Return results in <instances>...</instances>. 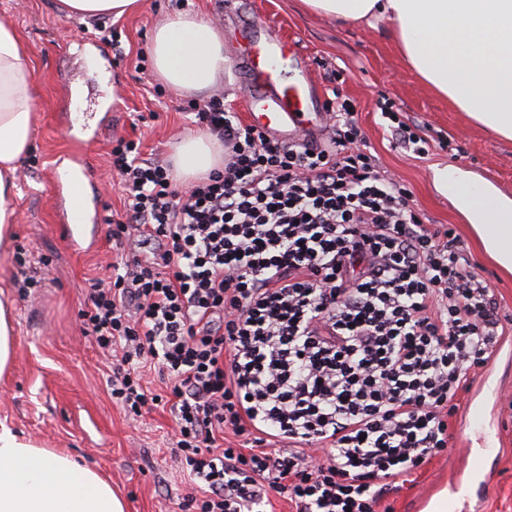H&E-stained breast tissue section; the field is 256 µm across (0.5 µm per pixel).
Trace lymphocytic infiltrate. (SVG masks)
Returning <instances> with one entry per match:
<instances>
[{"instance_id": "1", "label": "lymphocytic infiltrate", "mask_w": 512, "mask_h": 512, "mask_svg": "<svg viewBox=\"0 0 512 512\" xmlns=\"http://www.w3.org/2000/svg\"><path fill=\"white\" fill-rule=\"evenodd\" d=\"M324 106L329 143L309 148L242 124L223 91L190 103L224 168L186 186L138 142L111 151L126 197L106 222L131 257L79 318L125 410L158 402L139 372L156 361L199 512H265L272 490L296 512H376L446 452L498 334L488 286L377 170L353 106Z\"/></svg>"}]
</instances>
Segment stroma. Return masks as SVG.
Masks as SVG:
<instances>
[{
  "mask_svg": "<svg viewBox=\"0 0 512 512\" xmlns=\"http://www.w3.org/2000/svg\"><path fill=\"white\" fill-rule=\"evenodd\" d=\"M176 10L174 0H142L137 14L117 19L120 49L107 68L86 58L82 22L68 16L60 0H0V19L25 42L38 86L33 146L12 197L14 238L0 249V293L15 313L13 363L0 378V426L96 469L123 498L126 512H192L186 501L195 488L171 452L169 402L136 417L112 401L111 360L83 335L78 312L94 278L109 272L121 254L105 223L90 250L72 254L56 229L49 178L55 158L70 146L61 114L72 102L102 125L94 182L105 216L123 206L110 165L113 140H140L145 157L166 161L173 142L197 133L184 112L187 99L161 87L148 57L155 25ZM218 19L224 54L234 65L230 80L219 84L225 111L240 113L245 96L235 68L239 25L262 19L297 36L321 96L334 86L349 99L381 174L410 190L425 224L454 231L468 269L493 295L503 333L488 362L468 370L466 387L454 399L447 455L393 483L382 512H424L430 497L465 477L483 448L492 455L481 490L460 488L448 512H512V406L505 402L512 395V273L484 251L457 196L438 192L433 181L435 169L454 167L492 195L512 198V140L449 107L408 67L388 27L342 25L303 11L300 0H232ZM386 100L401 119L421 128L425 155L392 137L380 110ZM21 248L29 252L22 268L16 263ZM34 273L42 278L40 287L24 288L25 275Z\"/></svg>",
  "mask_w": 512,
  "mask_h": 512,
  "instance_id": "1",
  "label": "stroma"
}]
</instances>
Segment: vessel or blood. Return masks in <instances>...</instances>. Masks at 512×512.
I'll list each match as a JSON object with an SVG mask.
<instances>
[{
    "label": "vessel or blood",
    "mask_w": 512,
    "mask_h": 512,
    "mask_svg": "<svg viewBox=\"0 0 512 512\" xmlns=\"http://www.w3.org/2000/svg\"><path fill=\"white\" fill-rule=\"evenodd\" d=\"M246 43L240 65L247 79L244 107L249 123L283 144L302 139L317 141L325 115L316 109V81L298 39L267 24L262 37H247ZM85 130V125H72L70 132L77 141V151L53 167L51 180V197L62 205L66 219L63 237L76 254L86 251L89 237L96 233L95 225L87 221L90 200L84 181L93 174L98 138L86 135Z\"/></svg>",
    "instance_id": "obj_1"
}]
</instances>
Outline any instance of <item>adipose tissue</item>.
<instances>
[{
  "label": "adipose tissue",
  "instance_id": "ef3b65f1",
  "mask_svg": "<svg viewBox=\"0 0 512 512\" xmlns=\"http://www.w3.org/2000/svg\"><path fill=\"white\" fill-rule=\"evenodd\" d=\"M313 14L346 24L392 25L409 66L435 93L479 126L512 139V0H302ZM82 18H122L140 0H61ZM152 69L169 91L196 97L218 83L228 60L224 38L209 20L177 12L150 41ZM36 84L15 27L0 20V244L9 243L16 211L9 200L18 166L33 137ZM224 164L221 144L206 134L175 144L173 166L190 184ZM440 191L460 190L475 229L497 263L512 271V200L490 199L463 184L459 170L439 168ZM111 485L86 465L41 448L10 431L0 432V512H125Z\"/></svg>",
  "mask_w": 512,
  "mask_h": 512
}]
</instances>
